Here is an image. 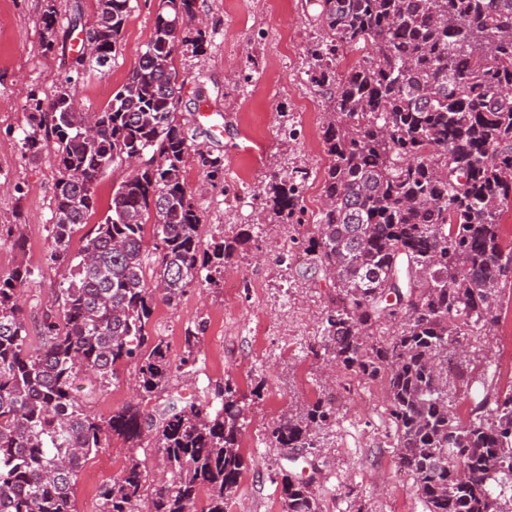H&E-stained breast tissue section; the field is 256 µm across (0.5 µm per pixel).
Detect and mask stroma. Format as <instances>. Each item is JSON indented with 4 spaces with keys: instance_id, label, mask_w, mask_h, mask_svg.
Segmentation results:
<instances>
[{
    "instance_id": "35a3bbf8",
    "label": "stroma",
    "mask_w": 512,
    "mask_h": 512,
    "mask_svg": "<svg viewBox=\"0 0 512 512\" xmlns=\"http://www.w3.org/2000/svg\"><path fill=\"white\" fill-rule=\"evenodd\" d=\"M159 0H132L121 45L104 72L87 71L76 90L80 111H103L126 82L138 55L152 36ZM54 6L58 25L52 52L42 47V15ZM195 19L203 25L202 49L178 47L174 66L186 78L180 119L195 133L194 155L185 177L202 216L203 241L253 230L224 270L237 288H188L171 304L157 303L153 333L171 356L182 354L188 334L198 333L193 368L172 373L157 406L182 404L208 384L230 382L247 405L242 439L244 471L225 512H283L282 474L312 481L323 512H426L412 480L400 470L396 428L381 382L335 369L325 381L327 357L321 346L322 315L335 295L322 274L299 276L288 255L290 237L303 229L272 222L261 193L272 175L295 170L311 176L308 211L321 205V176L328 163L322 139L325 103L309 88L306 47L318 33L314 10L305 0H236L235 12L224 0H197ZM96 21L95 0H0V278L24 264L32 277L22 304L29 322L57 315L62 262L52 260L55 155L44 148L31 155L24 147L34 133L28 110L30 92L53 96L77 54L84 52L86 30ZM224 160V180L206 179L197 152ZM128 163L111 165L96 186V211L75 233L80 248L103 221L112 194L130 174ZM23 237L24 250L12 242ZM499 325L487 335L470 337L467 377L484 382L489 395L512 389V366L505 364L500 341L512 324V282L498 297ZM77 387L93 412L108 416L135 401V365L119 368L116 379L97 383L78 377ZM331 399L336 421L320 432L318 445L291 455L269 434L288 410ZM128 444L111 436L89 461L94 481L78 477L77 512L101 484L120 475Z\"/></svg>"
}]
</instances>
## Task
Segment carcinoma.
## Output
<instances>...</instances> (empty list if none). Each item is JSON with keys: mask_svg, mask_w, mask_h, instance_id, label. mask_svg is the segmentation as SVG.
Returning a JSON list of instances; mask_svg holds the SVG:
<instances>
[{"mask_svg": "<svg viewBox=\"0 0 512 512\" xmlns=\"http://www.w3.org/2000/svg\"><path fill=\"white\" fill-rule=\"evenodd\" d=\"M318 36L308 44V82L327 103L322 206L295 247L336 288L324 318L332 363L387 387L397 456L428 512H512V389L474 390L463 422L451 409L448 363L464 365L463 340L499 322L496 297L512 249L498 215L512 205V0H311ZM196 0H160L154 31L108 108L89 114L73 103L86 70L78 59L52 98H30L60 177L55 184L52 257L68 261L59 312L30 335L19 293L25 267L0 280V512H76L74 487L109 435L138 448L142 406L174 371L196 363L197 337L174 360L151 333L157 300L171 304L192 284L224 273L247 232L202 242V217L184 176L190 138L178 116L186 80L174 54L200 49L206 32L185 36ZM131 0H97L85 31L90 60L111 65ZM56 12L43 14V46L53 49ZM358 61L339 71L340 56ZM210 182L224 161L198 153ZM139 167L115 190L94 236L71 253L73 234L95 210L96 184L111 165ZM296 176H273L266 209L305 223ZM153 222L152 246L145 241ZM405 319L384 342V320ZM138 368L140 402L105 417L82 403L77 375L106 382ZM335 421L319 398L280 420L271 440L313 448ZM244 406L218 383L161 413L154 439L169 474L148 484L131 453L119 477L98 491L99 512H225L244 458ZM284 512H322L311 482L282 477Z\"/></svg>", "mask_w": 512, "mask_h": 512, "instance_id": "1", "label": "carcinoma"}]
</instances>
